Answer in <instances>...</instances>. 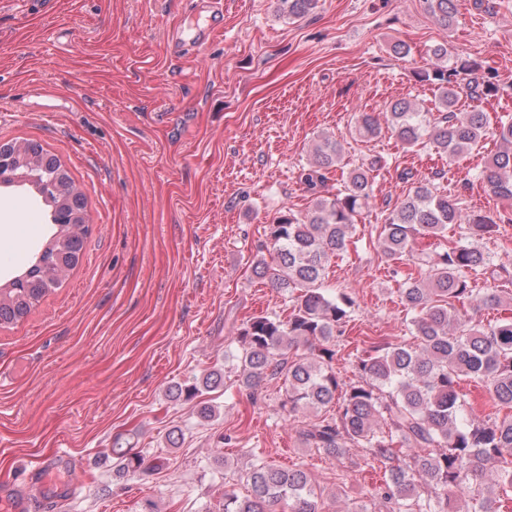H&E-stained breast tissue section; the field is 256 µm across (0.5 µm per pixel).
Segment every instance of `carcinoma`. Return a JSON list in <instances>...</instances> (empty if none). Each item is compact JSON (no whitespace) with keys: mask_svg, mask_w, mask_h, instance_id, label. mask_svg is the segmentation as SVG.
I'll return each mask as SVG.
<instances>
[{"mask_svg":"<svg viewBox=\"0 0 512 512\" xmlns=\"http://www.w3.org/2000/svg\"><path fill=\"white\" fill-rule=\"evenodd\" d=\"M277 12L289 20L310 14L318 0H276ZM427 13L443 28L456 22L453 0H424ZM443 61L419 78L434 86L435 108L410 99L387 109V128L413 151L434 150L454 159L475 150L490 121L485 112L467 110L461 101L478 102L497 95V75H477L467 61L448 62V48L431 50ZM498 150L482 171L496 196L512 201V116L496 117ZM382 128L368 113L359 115L354 136L367 141ZM311 163L301 182L313 195L304 212L288 210L269 225L270 258L258 259L254 272L270 278L285 293L288 318L259 315L237 329L231 358L239 369V386L258 389L269 377L284 379L281 409L288 415L315 414L299 436L308 448L329 459L360 448L364 465H385L384 479L367 491L370 506L352 512H505L512 507V315L488 326L473 323L469 308L495 307L512 284V267L484 249L482 241L498 225L512 223L505 214H467L459 195L440 184L417 183L404 198L386 203L377 247L395 266L413 261L420 276H406L400 288L406 328L416 344L402 339L371 341L351 358L358 379L346 383L336 372V336L350 321L356 300L345 289L326 287L333 259L347 251L358 217L369 208L373 184L384 168L368 156L346 167L344 147L323 136L311 148ZM22 162L53 183L45 201L55 231L31 264L0 284V327L25 319L51 292L62 287L83 256L89 234L83 194L60 160L33 141L0 143V157ZM340 172V187L324 197L318 188L327 174ZM458 234L456 245L434 254L416 249L420 239ZM485 389L502 417L473 418V402L463 382ZM224 385L212 370L189 385L169 389L173 398L190 399L200 389ZM339 413H331L334 405ZM116 471L134 475L146 470L144 457L120 439L112 443ZM495 469L488 494L474 489ZM250 486L244 498L224 492L218 512H319L316 487L302 467L278 468L264 460L241 473ZM465 498L470 507L457 508Z\"/></svg>","mask_w":512,"mask_h":512,"instance_id":"1","label":"carcinoma"}]
</instances>
